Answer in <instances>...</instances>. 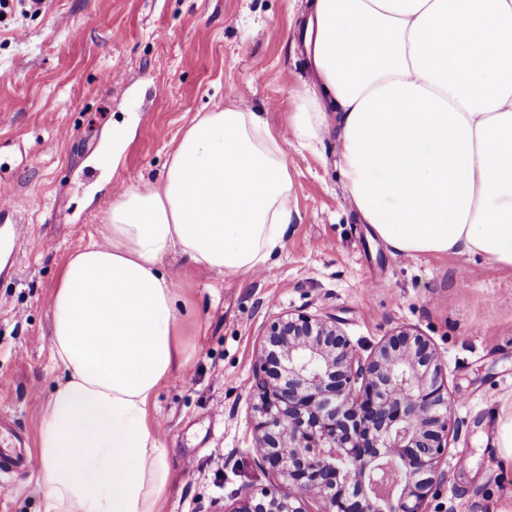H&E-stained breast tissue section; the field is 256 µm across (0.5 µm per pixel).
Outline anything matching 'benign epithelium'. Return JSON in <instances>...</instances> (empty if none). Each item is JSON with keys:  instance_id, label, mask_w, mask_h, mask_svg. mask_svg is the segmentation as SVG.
Returning a JSON list of instances; mask_svg holds the SVG:
<instances>
[{"instance_id": "1", "label": "benign epithelium", "mask_w": 512, "mask_h": 512, "mask_svg": "<svg viewBox=\"0 0 512 512\" xmlns=\"http://www.w3.org/2000/svg\"><path fill=\"white\" fill-rule=\"evenodd\" d=\"M249 392L253 459L277 484L212 512H430L458 421L428 337L396 330L364 357L336 320L284 312Z\"/></svg>"}]
</instances>
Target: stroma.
<instances>
[{"label":"stroma","instance_id":"obj_1","mask_svg":"<svg viewBox=\"0 0 512 512\" xmlns=\"http://www.w3.org/2000/svg\"><path fill=\"white\" fill-rule=\"evenodd\" d=\"M303 0H45L0 19V174L33 239L0 279V436L34 447L59 377L50 298L63 260L99 240L113 199L158 184L191 120L263 112L281 137L295 209L269 275L164 270L191 301L187 365L151 408L171 465L162 512H208L269 486L250 445L247 382L274 318L336 319L361 355L400 327L428 336L448 366L462 423L431 512H499L512 503L491 448L512 408V272L480 257L397 253L360 223L335 136L301 146L288 126L314 75ZM128 130L118 153L112 132ZM37 463L0 483V512H38Z\"/></svg>","mask_w":512,"mask_h":512}]
</instances>
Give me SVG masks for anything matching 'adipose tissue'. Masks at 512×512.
<instances>
[{"label": "adipose tissue", "mask_w": 512, "mask_h": 512, "mask_svg": "<svg viewBox=\"0 0 512 512\" xmlns=\"http://www.w3.org/2000/svg\"><path fill=\"white\" fill-rule=\"evenodd\" d=\"M322 94L290 115L307 146L339 125L361 223L409 256L469 255L512 270V0H312ZM293 180L260 112L184 131L160 185L112 203L103 239L70 254L52 291L62 371L37 434L39 512H160L170 477L151 404L180 366L173 251L240 275L271 268Z\"/></svg>", "instance_id": "ef3b65f1"}]
</instances>
